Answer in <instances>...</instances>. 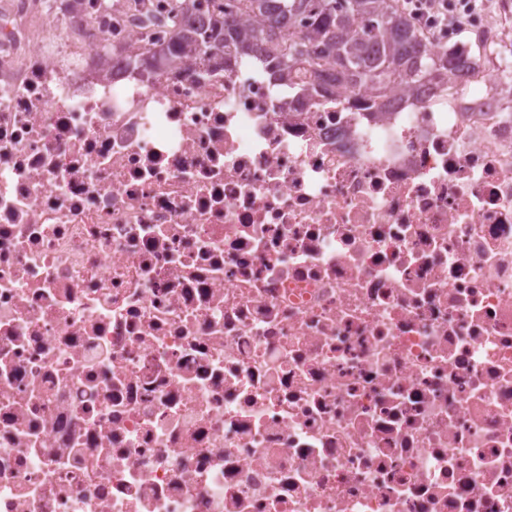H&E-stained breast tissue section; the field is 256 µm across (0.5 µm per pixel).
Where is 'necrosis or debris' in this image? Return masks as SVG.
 <instances>
[{
    "label": "necrosis or debris",
    "instance_id": "1",
    "mask_svg": "<svg viewBox=\"0 0 512 512\" xmlns=\"http://www.w3.org/2000/svg\"><path fill=\"white\" fill-rule=\"evenodd\" d=\"M0 12V512H512V69L296 99ZM86 29V28H85Z\"/></svg>",
    "mask_w": 512,
    "mask_h": 512
}]
</instances>
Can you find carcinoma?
Instances as JSON below:
<instances>
[{
    "label": "carcinoma",
    "mask_w": 512,
    "mask_h": 512,
    "mask_svg": "<svg viewBox=\"0 0 512 512\" xmlns=\"http://www.w3.org/2000/svg\"><path fill=\"white\" fill-rule=\"evenodd\" d=\"M165 2L163 19L154 0H139L134 7L147 33L164 20L170 23L168 39L157 45L161 55L133 59L148 75L191 53L203 57L222 49L264 58L281 80L305 61L319 90L366 85L373 92L372 105L379 108L399 88L443 87L448 65L463 47L456 42L433 52L431 42L393 0H228L206 29L180 21L182 11L198 8L204 0Z\"/></svg>",
    "instance_id": "cac0c4a2"
}]
</instances>
